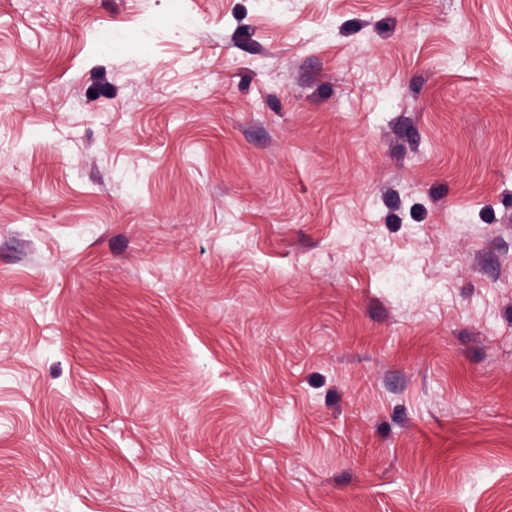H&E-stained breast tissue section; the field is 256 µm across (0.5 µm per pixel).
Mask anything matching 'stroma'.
<instances>
[{
  "mask_svg": "<svg viewBox=\"0 0 512 512\" xmlns=\"http://www.w3.org/2000/svg\"><path fill=\"white\" fill-rule=\"evenodd\" d=\"M0 512H512V0H0Z\"/></svg>",
  "mask_w": 512,
  "mask_h": 512,
  "instance_id": "stroma-1",
  "label": "stroma"
}]
</instances>
